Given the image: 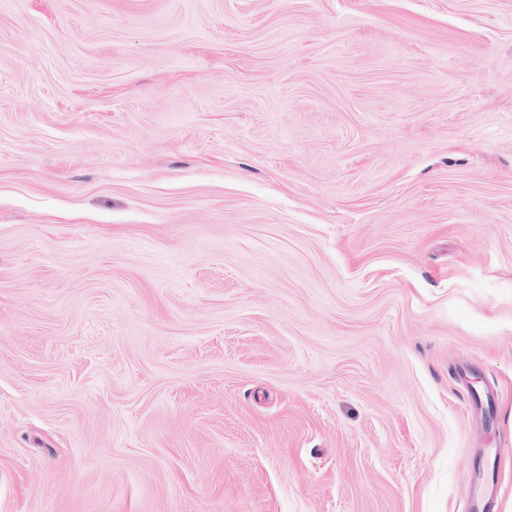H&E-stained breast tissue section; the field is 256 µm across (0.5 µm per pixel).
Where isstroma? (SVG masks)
<instances>
[{
	"mask_svg": "<svg viewBox=\"0 0 512 512\" xmlns=\"http://www.w3.org/2000/svg\"><path fill=\"white\" fill-rule=\"evenodd\" d=\"M474 456L512 512V0H0V512H467Z\"/></svg>",
	"mask_w": 512,
	"mask_h": 512,
	"instance_id": "35a3bbf8",
	"label": "stroma"
}]
</instances>
